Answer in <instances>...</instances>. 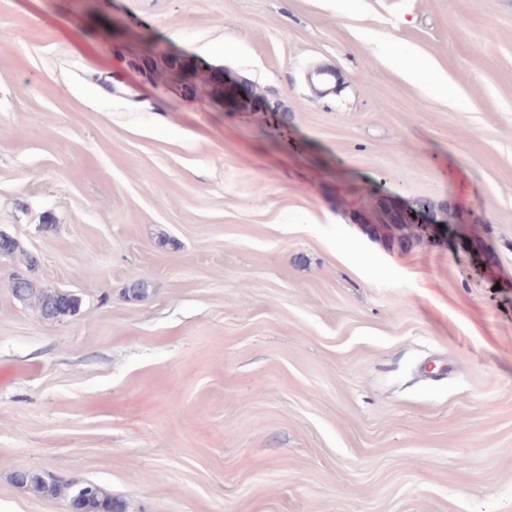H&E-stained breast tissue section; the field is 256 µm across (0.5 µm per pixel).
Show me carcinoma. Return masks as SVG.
Returning <instances> with one entry per match:
<instances>
[{
  "label": "carcinoma",
  "mask_w": 512,
  "mask_h": 512,
  "mask_svg": "<svg viewBox=\"0 0 512 512\" xmlns=\"http://www.w3.org/2000/svg\"><path fill=\"white\" fill-rule=\"evenodd\" d=\"M24 302L33 305L41 314L49 311L58 319L77 311L79 301L72 295L55 291L38 289L35 282L30 281L23 285ZM14 482L25 489L32 490L50 499L62 498L77 512H126L127 503L96 487L91 497L80 495L79 480L62 481L56 477H45L31 472L27 475L15 473Z\"/></svg>",
  "instance_id": "obj_1"
}]
</instances>
